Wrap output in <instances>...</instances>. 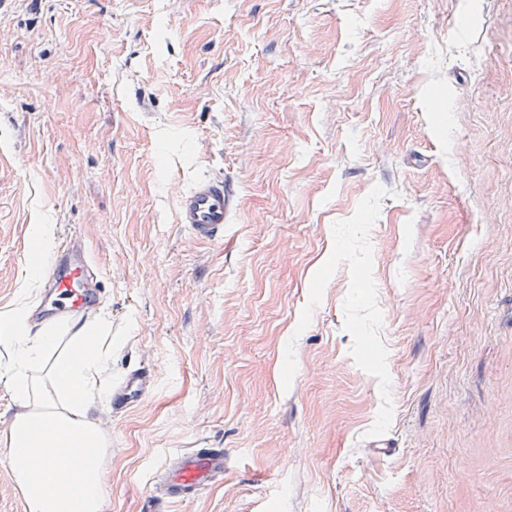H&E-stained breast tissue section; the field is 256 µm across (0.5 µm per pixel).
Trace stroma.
<instances>
[{
	"instance_id": "obj_1",
	"label": "stroma",
	"mask_w": 512,
	"mask_h": 512,
	"mask_svg": "<svg viewBox=\"0 0 512 512\" xmlns=\"http://www.w3.org/2000/svg\"><path fill=\"white\" fill-rule=\"evenodd\" d=\"M223 178V240L176 222ZM102 277L104 512H512V0H0V312ZM386 440L391 451L376 449ZM31 247L37 256V262L34 265H29V277L32 280H37L41 269L39 266L41 265V262L46 259L47 254L52 249V225H33ZM62 239L59 254L48 264L43 277V297L31 318L40 324L48 319L73 320L100 298V274L85 247L70 246ZM173 465L157 473L150 512H168L224 480V451L220 448H191L178 452Z\"/></svg>"
}]
</instances>
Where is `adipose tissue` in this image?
<instances>
[{"label": "adipose tissue", "instance_id": "ef3b65f1", "mask_svg": "<svg viewBox=\"0 0 512 512\" xmlns=\"http://www.w3.org/2000/svg\"><path fill=\"white\" fill-rule=\"evenodd\" d=\"M26 308L0 313V343L13 351L10 397L19 411L1 441L27 512H104L108 437L92 416L112 394L109 324L26 329Z\"/></svg>", "mask_w": 512, "mask_h": 512}]
</instances>
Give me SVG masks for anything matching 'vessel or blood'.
I'll return each instance as SVG.
<instances>
[{"instance_id": "obj_1", "label": "vessel or blood", "mask_w": 512, "mask_h": 512, "mask_svg": "<svg viewBox=\"0 0 512 512\" xmlns=\"http://www.w3.org/2000/svg\"><path fill=\"white\" fill-rule=\"evenodd\" d=\"M233 204L234 197L222 178H204L180 193L178 221L196 239L218 241L224 237L225 220ZM98 283L99 274L94 271L86 248L62 239L57 256L44 271L43 297L31 315L33 322L78 318L99 300ZM152 385V369H132L113 387L112 403L117 409H129ZM224 464V451L220 448L178 452L175 463L163 466L156 475L151 512H168L173 504L187 501L222 482Z\"/></svg>"}]
</instances>
